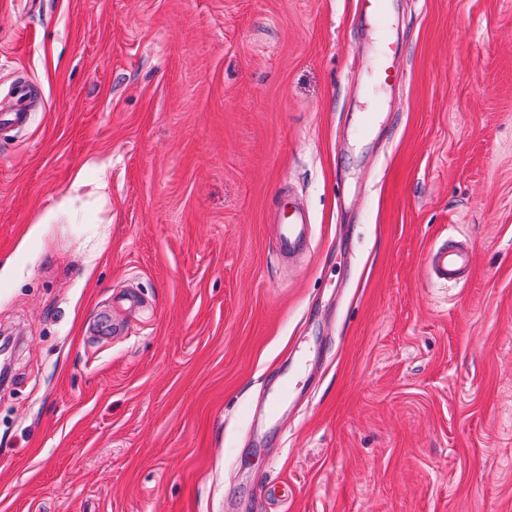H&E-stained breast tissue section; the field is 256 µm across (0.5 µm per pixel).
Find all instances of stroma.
<instances>
[{"mask_svg":"<svg viewBox=\"0 0 512 512\" xmlns=\"http://www.w3.org/2000/svg\"><path fill=\"white\" fill-rule=\"evenodd\" d=\"M390 2L0 0V512H512V0ZM34 100L35 98L26 87H20L10 104L0 108V131L26 129L30 124ZM279 214V213H278ZM274 224L275 252L278 258L295 253L306 243L310 236L311 225L307 213L298 207L289 211L287 222ZM470 255L462 247H439L433 250L430 260V273L438 282H458L469 266Z\"/></svg>","mask_w":512,"mask_h":512,"instance_id":"1","label":"stroma"}]
</instances>
